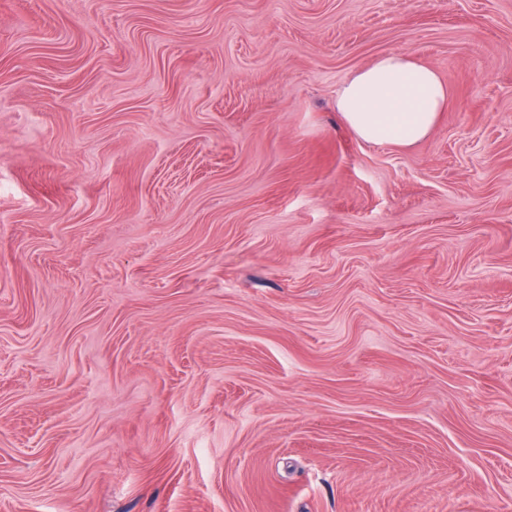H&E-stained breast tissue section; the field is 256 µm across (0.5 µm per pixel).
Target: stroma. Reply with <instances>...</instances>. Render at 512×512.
<instances>
[{
  "label": "stroma",
  "instance_id": "1",
  "mask_svg": "<svg viewBox=\"0 0 512 512\" xmlns=\"http://www.w3.org/2000/svg\"><path fill=\"white\" fill-rule=\"evenodd\" d=\"M0 512H512V0H0ZM448 106V86L412 56L387 52L346 80L336 109L362 141L410 147L433 130Z\"/></svg>",
  "mask_w": 512,
  "mask_h": 512
}]
</instances>
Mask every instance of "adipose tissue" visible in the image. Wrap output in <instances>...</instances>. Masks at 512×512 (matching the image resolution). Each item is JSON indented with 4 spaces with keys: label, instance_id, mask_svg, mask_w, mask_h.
<instances>
[{
    "label": "adipose tissue",
    "instance_id": "adipose-tissue-1",
    "mask_svg": "<svg viewBox=\"0 0 512 512\" xmlns=\"http://www.w3.org/2000/svg\"><path fill=\"white\" fill-rule=\"evenodd\" d=\"M448 105V86L412 56L387 52L346 80L336 109L362 141L410 147L433 130Z\"/></svg>",
    "mask_w": 512,
    "mask_h": 512
}]
</instances>
